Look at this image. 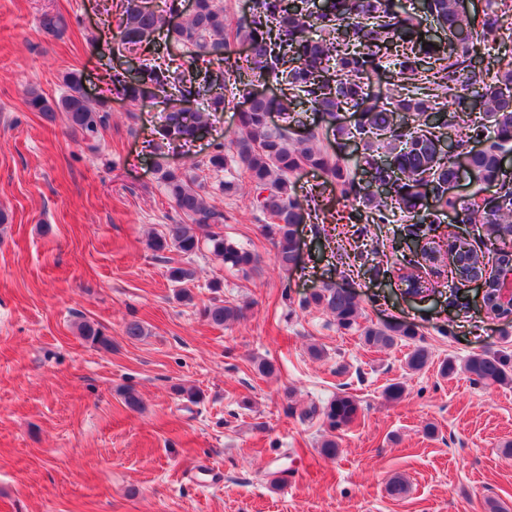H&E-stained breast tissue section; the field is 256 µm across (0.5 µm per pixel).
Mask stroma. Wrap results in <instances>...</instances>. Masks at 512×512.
I'll return each mask as SVG.
<instances>
[{"instance_id":"1","label":"stroma","mask_w":512,"mask_h":512,"mask_svg":"<svg viewBox=\"0 0 512 512\" xmlns=\"http://www.w3.org/2000/svg\"><path fill=\"white\" fill-rule=\"evenodd\" d=\"M0 0V512H487V499L512 512V385L477 384L465 371L445 376L443 361L480 351H512V323L486 317L474 287L439 277L434 294L405 295L404 274L427 266L408 223L304 224L298 268L284 271L247 188L224 195L204 170L210 203L223 209L225 239L258 254L253 271L224 267L208 250L193 256L191 301L175 298L170 262L145 246L148 235L181 223L153 171L158 161L187 169L237 125L225 110L189 149L149 147L155 105L114 95L111 68H135L140 55L108 46L122 0ZM50 12L62 33L40 26ZM79 73L90 102L107 100L110 118L96 146L70 132L63 114L30 111L28 89L66 93ZM221 280V299L245 316L218 327L200 314ZM326 283L355 289L364 326L416 324L415 343L431 354L407 371L412 344L363 345L337 330L326 311L306 306ZM101 326L104 349L77 324ZM145 334H126L131 321ZM322 358L309 353L310 345ZM275 371L261 375L259 360ZM400 381V400L384 396ZM199 389L191 403L172 385ZM140 397L126 406L125 388ZM345 393L357 419L336 434V457L322 455L325 428L298 415ZM434 434H426V425ZM223 474L200 487L202 466ZM286 470L274 487L266 472ZM403 477L407 490L391 495Z\"/></svg>"}]
</instances>
